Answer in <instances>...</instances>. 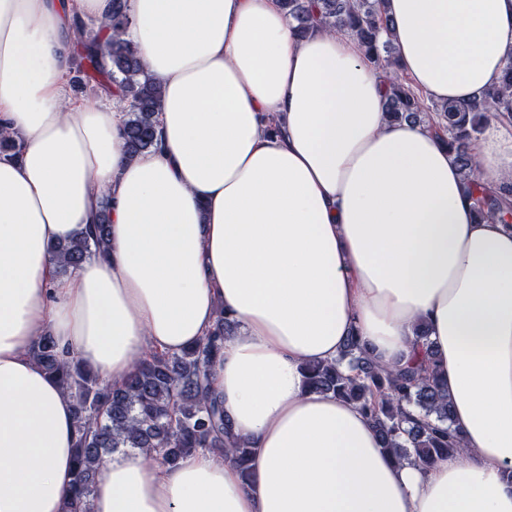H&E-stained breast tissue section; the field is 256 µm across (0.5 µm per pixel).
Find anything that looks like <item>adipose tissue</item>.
I'll return each mask as SVG.
<instances>
[{"label": "adipose tissue", "instance_id": "adipose-tissue-1", "mask_svg": "<svg viewBox=\"0 0 512 512\" xmlns=\"http://www.w3.org/2000/svg\"><path fill=\"white\" fill-rule=\"evenodd\" d=\"M129 39L162 87L161 144L130 157L127 114L65 85L74 23L112 0H0V512H65L71 400L30 349L43 333L119 385L152 350L238 324L210 372L244 481L201 449L177 465L103 461L92 512H512V227L479 219L428 124L392 122L388 86L347 32L298 36L278 0H128ZM399 69L470 103L512 55V0H385ZM512 184V123L472 144ZM112 202L106 256L68 275L55 244ZM460 452L396 461L371 421L302 368L353 332L405 363L418 325Z\"/></svg>", "mask_w": 512, "mask_h": 512}]
</instances>
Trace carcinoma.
Listing matches in <instances>:
<instances>
[{
  "label": "carcinoma",
  "instance_id": "1",
  "mask_svg": "<svg viewBox=\"0 0 512 512\" xmlns=\"http://www.w3.org/2000/svg\"><path fill=\"white\" fill-rule=\"evenodd\" d=\"M280 5L299 35L316 26H338L353 33L366 60L389 82L386 107L391 121L419 122L423 114L433 112L432 120L446 138L452 160L465 171L477 216L512 225V185L486 187L478 179L476 162L468 150L487 114L512 121V57L506 60L499 82L475 102L428 105L398 74L392 23L383 0H280ZM129 23L127 0H112V16L100 26L109 31L107 38L91 36L77 25L78 75L71 86L79 93L89 85L96 95L119 89L128 103L126 149L137 156L158 145L155 114L161 87L146 71L136 45L126 38ZM22 147L20 136L0 133V152L17 155ZM109 222L105 200L89 234L56 247L60 272H71L87 258L107 253ZM234 330L235 324L219 309L206 336L178 354L151 355L118 389L103 384L90 368L68 357L53 336L36 339L33 357L74 403L77 442L66 512H91L98 466L106 455L121 448L155 454L171 465L199 449L228 453L243 479L251 480L252 449L228 437L223 402L207 388L210 369ZM416 340L421 359L390 367L380 365L353 334L336 361L307 364L303 373L312 391L357 404L396 460L429 467L458 452L460 445L450 425L451 403L432 368L434 351L424 329H418Z\"/></svg>",
  "mask_w": 512,
  "mask_h": 512
}]
</instances>
